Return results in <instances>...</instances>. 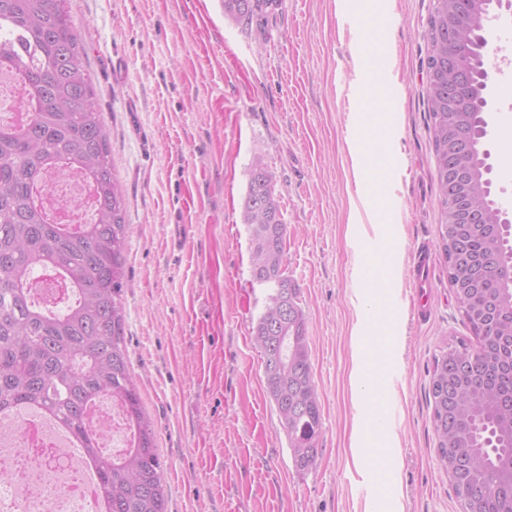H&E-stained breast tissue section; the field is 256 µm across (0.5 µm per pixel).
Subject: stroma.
Segmentation results:
<instances>
[{
  "mask_svg": "<svg viewBox=\"0 0 512 512\" xmlns=\"http://www.w3.org/2000/svg\"><path fill=\"white\" fill-rule=\"evenodd\" d=\"M85 48L129 233L130 369L164 464L169 512H461L435 448L428 371L470 338L437 246L421 62L431 0H276L250 26L221 0H66ZM389 39L372 110L364 48ZM491 178L512 212V158L486 115ZM263 158L286 224L322 406L315 466L293 464L252 338L267 288L242 219ZM424 252L429 310L413 261ZM373 360L372 394L350 374ZM386 433L360 435L368 415ZM371 450L359 465L354 445Z\"/></svg>",
  "mask_w": 512,
  "mask_h": 512,
  "instance_id": "stroma-1",
  "label": "stroma"
}]
</instances>
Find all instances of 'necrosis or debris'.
<instances>
[{
	"label": "necrosis or debris",
	"mask_w": 512,
	"mask_h": 512,
	"mask_svg": "<svg viewBox=\"0 0 512 512\" xmlns=\"http://www.w3.org/2000/svg\"><path fill=\"white\" fill-rule=\"evenodd\" d=\"M44 180L51 188L46 204L52 215L75 224L92 217L94 197L79 171L64 177L48 172ZM87 425L102 431L100 446L107 455L132 444V427L119 400L94 401ZM91 471L83 449L48 416L0 413V512H97L99 503L84 482Z\"/></svg>",
	"instance_id": "obj_1"
}]
</instances>
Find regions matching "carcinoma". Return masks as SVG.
Instances as JSON below:
<instances>
[{
    "instance_id": "cac0c4a2",
    "label": "carcinoma",
    "mask_w": 512,
    "mask_h": 512,
    "mask_svg": "<svg viewBox=\"0 0 512 512\" xmlns=\"http://www.w3.org/2000/svg\"><path fill=\"white\" fill-rule=\"evenodd\" d=\"M66 0H0V69L20 83L27 120H0V412L30 409L51 417L83 441L101 479V512H168L163 463L130 370L122 293L126 264L125 199L110 162V147L85 51ZM266 0H223L224 16L245 24ZM478 17H454L466 38L455 43L470 83L448 107V0H432L426 71L428 130L438 180V247L448 260L457 248L467 268L448 270L459 309L476 339L448 346L436 357L428 398L436 448L461 506L470 512H512V224L501 222L486 190L487 174L476 74L483 40ZM467 145L466 195L480 194L487 223L462 222L465 195L448 191V141ZM85 174L96 199L86 224H58L43 202V174ZM251 234L255 282L269 289L253 327L267 394L287 432L293 463L310 469L321 451V405L308 351L300 289L288 274L286 224L273 175L255 159L242 204ZM51 270L74 299L34 304L29 284ZM124 404L134 443L119 456L100 453L99 431L86 425L101 397Z\"/></svg>"
}]
</instances>
